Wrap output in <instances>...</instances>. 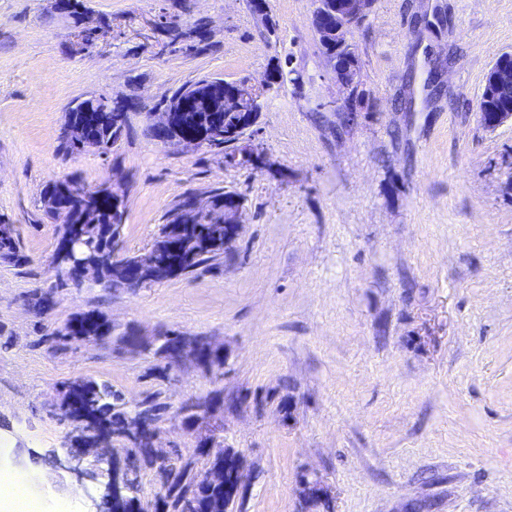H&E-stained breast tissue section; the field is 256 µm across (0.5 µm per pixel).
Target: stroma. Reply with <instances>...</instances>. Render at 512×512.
Listing matches in <instances>:
<instances>
[{"mask_svg": "<svg viewBox=\"0 0 512 512\" xmlns=\"http://www.w3.org/2000/svg\"><path fill=\"white\" fill-rule=\"evenodd\" d=\"M80 2L0 0V215L29 258L0 263V473L39 512H89L108 466L84 460L94 482L60 468L73 426L54 411L60 382L83 376L173 409L222 391L220 437L248 474L235 512H512V124L488 131L476 112L512 51V0H377L352 35L351 125L313 0H267L273 36L249 0ZM277 66L299 79L267 92L254 142L285 180L144 134L178 87ZM92 95L138 103L132 130L110 154L67 155L65 116ZM65 176L124 192L131 252L187 194H242L244 225L205 271L71 288L43 320L25 298L55 280L41 195ZM94 307L119 333L223 343V374L186 362L154 378L146 351L39 343ZM306 475L328 508L300 497Z\"/></svg>", "mask_w": 512, "mask_h": 512, "instance_id": "1", "label": "stroma"}]
</instances>
